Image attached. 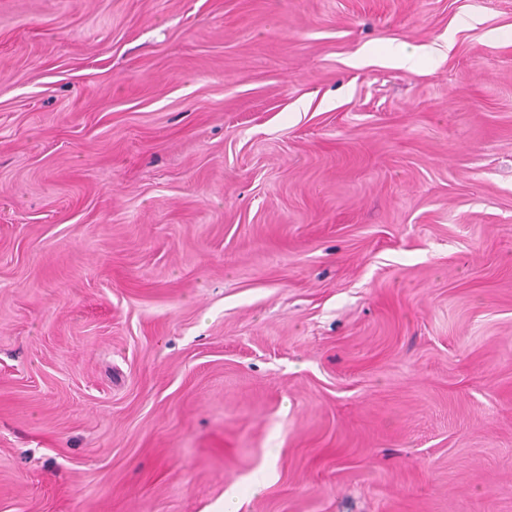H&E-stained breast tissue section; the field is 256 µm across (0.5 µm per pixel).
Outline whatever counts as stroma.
<instances>
[{
  "mask_svg": "<svg viewBox=\"0 0 512 512\" xmlns=\"http://www.w3.org/2000/svg\"><path fill=\"white\" fill-rule=\"evenodd\" d=\"M512 512V0H0V512Z\"/></svg>",
  "mask_w": 512,
  "mask_h": 512,
  "instance_id": "35a3bbf8",
  "label": "stroma"
}]
</instances>
